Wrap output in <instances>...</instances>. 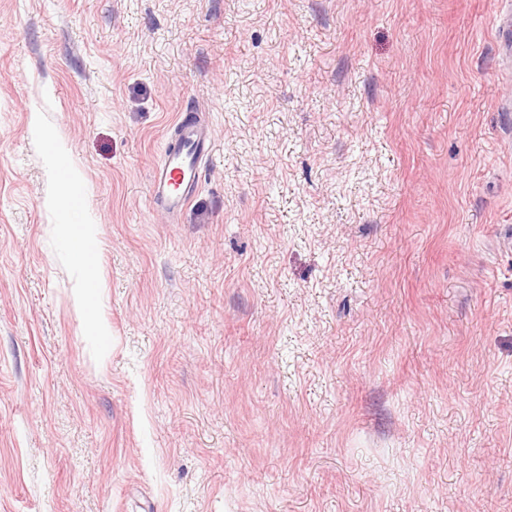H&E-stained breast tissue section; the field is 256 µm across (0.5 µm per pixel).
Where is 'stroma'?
I'll return each mask as SVG.
<instances>
[{
	"label": "stroma",
	"instance_id": "stroma-1",
	"mask_svg": "<svg viewBox=\"0 0 512 512\" xmlns=\"http://www.w3.org/2000/svg\"><path fill=\"white\" fill-rule=\"evenodd\" d=\"M509 10L0 0V512H512ZM175 129L176 142L166 145L150 184L151 199L171 216L178 215L188 205L213 153L212 137L206 126L184 119Z\"/></svg>",
	"mask_w": 512,
	"mask_h": 512
}]
</instances>
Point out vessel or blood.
Segmentation results:
<instances>
[{
  "instance_id": "vessel-or-blood-1",
  "label": "vessel or blood",
  "mask_w": 512,
  "mask_h": 512,
  "mask_svg": "<svg viewBox=\"0 0 512 512\" xmlns=\"http://www.w3.org/2000/svg\"><path fill=\"white\" fill-rule=\"evenodd\" d=\"M176 129V142L165 147L150 184L151 199L172 216L182 212L192 199L213 153L212 137L206 126L183 120Z\"/></svg>"
}]
</instances>
